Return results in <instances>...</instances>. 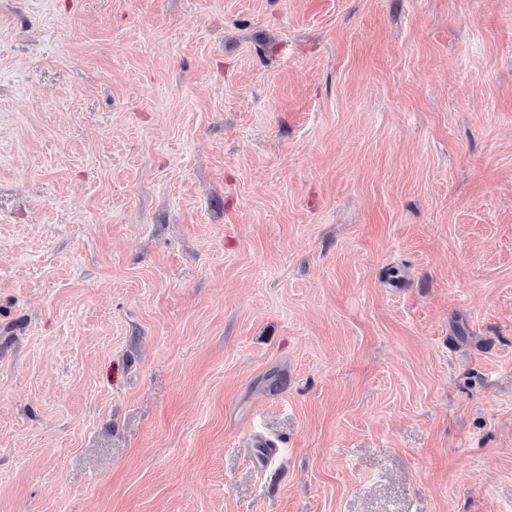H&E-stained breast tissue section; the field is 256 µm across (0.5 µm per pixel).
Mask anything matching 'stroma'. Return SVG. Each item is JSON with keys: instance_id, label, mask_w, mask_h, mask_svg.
<instances>
[{"instance_id": "1", "label": "stroma", "mask_w": 512, "mask_h": 512, "mask_svg": "<svg viewBox=\"0 0 512 512\" xmlns=\"http://www.w3.org/2000/svg\"><path fill=\"white\" fill-rule=\"evenodd\" d=\"M0 512H512V0H0Z\"/></svg>"}]
</instances>
